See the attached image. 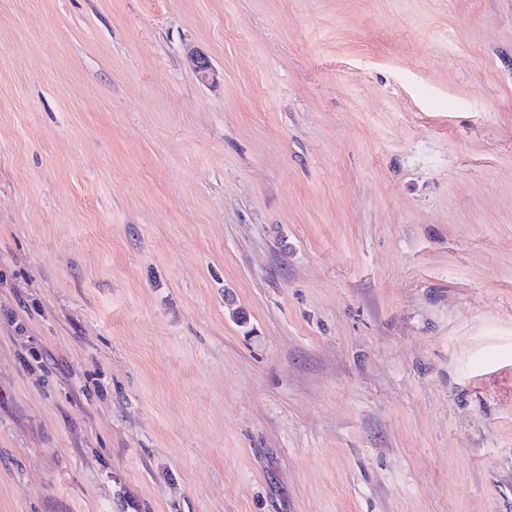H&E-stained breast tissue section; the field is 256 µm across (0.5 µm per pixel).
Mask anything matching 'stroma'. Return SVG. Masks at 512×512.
Here are the masks:
<instances>
[{
    "instance_id": "1",
    "label": "stroma",
    "mask_w": 512,
    "mask_h": 512,
    "mask_svg": "<svg viewBox=\"0 0 512 512\" xmlns=\"http://www.w3.org/2000/svg\"><path fill=\"white\" fill-rule=\"evenodd\" d=\"M0 512H512V0H0Z\"/></svg>"
}]
</instances>
